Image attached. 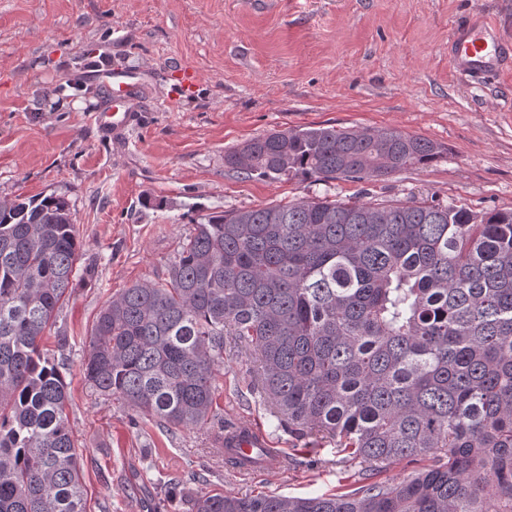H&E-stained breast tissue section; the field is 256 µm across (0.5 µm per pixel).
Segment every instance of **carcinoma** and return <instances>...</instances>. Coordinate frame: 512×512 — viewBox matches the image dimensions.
I'll list each match as a JSON object with an SVG mask.
<instances>
[{
    "instance_id": "cac0c4a2",
    "label": "carcinoma",
    "mask_w": 512,
    "mask_h": 512,
    "mask_svg": "<svg viewBox=\"0 0 512 512\" xmlns=\"http://www.w3.org/2000/svg\"><path fill=\"white\" fill-rule=\"evenodd\" d=\"M442 146L396 130H274L224 154L270 181H376ZM81 243L58 196L0 204V512H87L42 339ZM254 355L278 426L359 466L355 493L201 491L192 512H512V209L298 199L203 215L167 277L99 312L82 370L171 429L204 427L224 337ZM435 462L396 483L391 465Z\"/></svg>"
}]
</instances>
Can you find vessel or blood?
Masks as SVG:
<instances>
[{
  "label": "vessel or blood",
  "mask_w": 512,
  "mask_h": 512,
  "mask_svg": "<svg viewBox=\"0 0 512 512\" xmlns=\"http://www.w3.org/2000/svg\"><path fill=\"white\" fill-rule=\"evenodd\" d=\"M510 52L511 44L498 38L494 29L481 24L457 29L449 45L454 67L465 78L496 70ZM92 77L108 99L107 107L96 114L99 134L116 141L125 139L129 131L137 126L141 116L140 73L123 67H112L95 70ZM224 445L237 457L250 455L256 448L266 449L264 467L276 470L281 466L280 457L268 450L267 437L251 426L241 425L226 431Z\"/></svg>",
  "instance_id": "b4317fda"
}]
</instances>
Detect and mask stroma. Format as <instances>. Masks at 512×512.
<instances>
[{
  "instance_id": "obj_1",
  "label": "stroma",
  "mask_w": 512,
  "mask_h": 512,
  "mask_svg": "<svg viewBox=\"0 0 512 512\" xmlns=\"http://www.w3.org/2000/svg\"><path fill=\"white\" fill-rule=\"evenodd\" d=\"M491 18L512 41V0H0V203L65 197L80 276L45 339L68 385L88 512H191L196 476L235 496L313 497L362 486L333 445L278 428L254 360L224 343L207 425L167 430L84 381L100 309L167 274L200 209L220 212L369 192L512 209V67L460 78L456 27ZM141 72L148 94L127 143L91 123L105 105L90 70ZM199 84L184 94L177 72ZM298 126L393 129L442 144L441 159L378 182L245 179L238 144ZM254 423L283 458L243 472L224 461L225 426Z\"/></svg>"
}]
</instances>
